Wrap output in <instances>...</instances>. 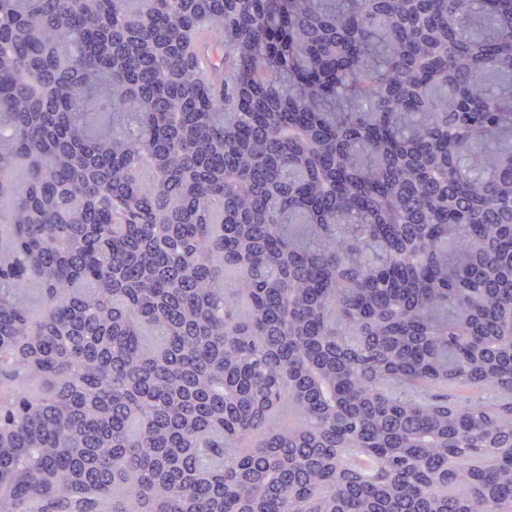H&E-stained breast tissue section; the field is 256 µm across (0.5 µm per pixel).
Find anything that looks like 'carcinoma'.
<instances>
[{
  "mask_svg": "<svg viewBox=\"0 0 512 512\" xmlns=\"http://www.w3.org/2000/svg\"><path fill=\"white\" fill-rule=\"evenodd\" d=\"M0 198V512H512V0H0Z\"/></svg>",
  "mask_w": 512,
  "mask_h": 512,
  "instance_id": "obj_1",
  "label": "carcinoma"
}]
</instances>
